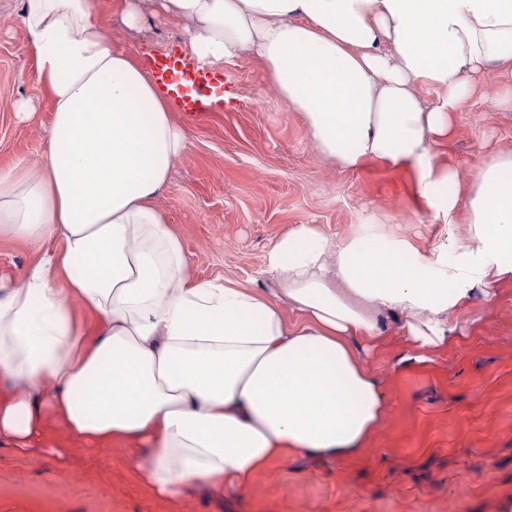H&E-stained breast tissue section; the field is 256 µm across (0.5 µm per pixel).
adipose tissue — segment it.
<instances>
[{"label": "adipose tissue", "mask_w": 512, "mask_h": 512, "mask_svg": "<svg viewBox=\"0 0 512 512\" xmlns=\"http://www.w3.org/2000/svg\"><path fill=\"white\" fill-rule=\"evenodd\" d=\"M155 5L192 21L198 65L259 62L339 168L411 167L432 221L468 224L449 260L383 224L337 242L297 225L266 256L271 298L195 278L155 204L184 150L172 101L108 44L100 0H22L52 123L37 165L0 170V240L46 252L0 281V447L129 448L135 478L177 502L290 458H357L387 418L367 357L384 314L421 362L477 287L512 277V154L464 174L435 152L488 67L512 76V0Z\"/></svg>", "instance_id": "adipose-tissue-1"}]
</instances>
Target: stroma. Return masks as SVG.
<instances>
[{"instance_id": "obj_1", "label": "stroma", "mask_w": 512, "mask_h": 512, "mask_svg": "<svg viewBox=\"0 0 512 512\" xmlns=\"http://www.w3.org/2000/svg\"><path fill=\"white\" fill-rule=\"evenodd\" d=\"M119 2L104 0L113 47L147 65L171 54L195 68L190 21L148 4L131 27ZM21 10L22 0H0L1 170L37 164L51 124ZM209 72L200 110L175 114L185 149L157 199L198 277L273 294L265 257L298 224L318 225L336 241L359 224H396L424 250L462 236V214L446 227L423 222L412 169L348 172L321 156L250 55ZM507 84L512 77L487 70L437 149L443 164L470 173L512 152V111L499 104ZM42 254L0 240V278H19ZM453 320L457 338L423 362L400 366L407 346L393 332L371 354L390 419L357 459L291 458L241 489L197 491L174 504L139 486L119 448L58 455L0 447V512H512V280Z\"/></svg>"}]
</instances>
